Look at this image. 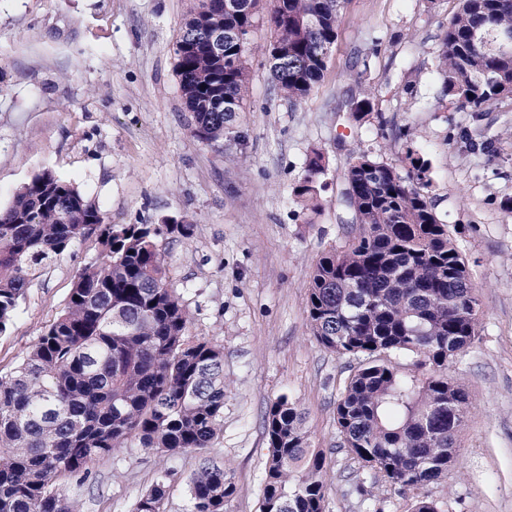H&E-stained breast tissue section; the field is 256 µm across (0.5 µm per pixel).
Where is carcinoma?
<instances>
[{"label":"carcinoma","mask_w":512,"mask_h":512,"mask_svg":"<svg viewBox=\"0 0 512 512\" xmlns=\"http://www.w3.org/2000/svg\"><path fill=\"white\" fill-rule=\"evenodd\" d=\"M175 41V73L193 134L218 144L244 111L251 80L247 36L259 0H189ZM441 34L439 103L475 112L512 100V49L480 32L512 33V0H459ZM344 0H272L264 48L280 96L307 98L323 77ZM224 25V61L207 28ZM231 101L234 110L219 111ZM406 174L357 149L338 205L350 214L347 242L323 251L307 291V327L324 349L355 362L336 401L343 447L365 473L403 492L448 476L450 450L470 405L448 360L478 336L476 285L428 194L427 162L407 146ZM325 157L309 154L292 187L306 210L320 207ZM194 225L108 224L71 183L45 170L0 210V335L32 281L74 243L96 237L102 261L72 284L59 317L11 370H0V512H78L52 489L83 480L94 460L136 445L166 455L195 453L188 512H226L237 488L206 455L224 424V347L186 336L190 314L166 279L168 240ZM403 356V364L396 358ZM268 458L260 512H325L327 474L311 448L302 409L282 396L265 416ZM168 474L140 494L134 512H167Z\"/></svg>","instance_id":"1"}]
</instances>
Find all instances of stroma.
I'll return each mask as SVG.
<instances>
[{
	"label": "stroma",
	"instance_id": "1",
	"mask_svg": "<svg viewBox=\"0 0 512 512\" xmlns=\"http://www.w3.org/2000/svg\"><path fill=\"white\" fill-rule=\"evenodd\" d=\"M188 0H0V209L45 170L78 187L110 224H194L167 246L188 336L224 347V427L209 457L237 491L227 512H259L267 455L263 416L287 395L325 457L326 512H366L349 480L336 400L346 359L307 330V285L319 254L344 244L337 205L354 147L406 171L407 143L430 165L429 195L455 232L478 289L480 336L448 363L471 405L448 476L427 486L443 512H512V100L484 112L438 103L437 44L456 0H346L324 75L299 103L276 93L263 54L271 5L248 35L252 80L242 139L198 140L174 74ZM374 109L351 119L352 97ZM324 153L322 208L304 215L291 190L312 150ZM96 238L79 241L28 288L0 335L10 370L61 313ZM195 454L116 449L87 480L61 483L81 512H133L169 471L168 510L186 512Z\"/></svg>",
	"mask_w": 512,
	"mask_h": 512
}]
</instances>
